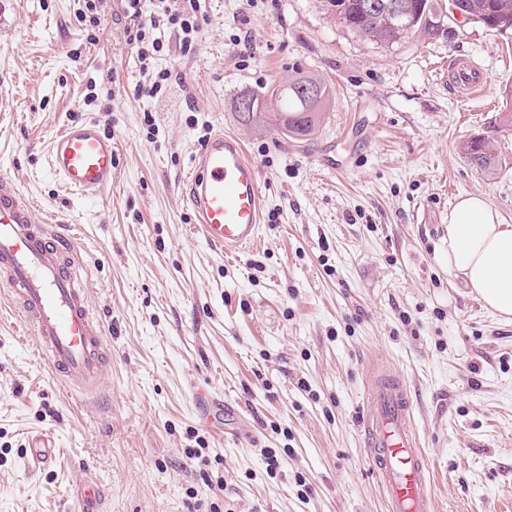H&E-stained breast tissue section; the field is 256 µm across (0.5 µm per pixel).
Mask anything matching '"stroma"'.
I'll return each instance as SVG.
<instances>
[{
	"instance_id": "stroma-1",
	"label": "stroma",
	"mask_w": 512,
	"mask_h": 512,
	"mask_svg": "<svg viewBox=\"0 0 512 512\" xmlns=\"http://www.w3.org/2000/svg\"><path fill=\"white\" fill-rule=\"evenodd\" d=\"M83 0H0V172L76 232L92 311L112 358L100 391L54 380L0 290V512H71L76 486L105 489L101 512H386L360 426L368 381L404 379L435 512H512V321L448 272V211L483 195L512 225V133L485 178L461 140L493 129L512 102V32L458 17L434 38L361 39L318 0H202L190 52L165 35L140 90L121 0L97 23ZM484 74L455 97L448 62ZM333 91L308 140L235 102L296 74ZM100 120L116 142L112 191L89 199L47 164L65 125ZM344 175L315 162L347 122ZM240 137L257 163L266 218L235 258L189 230L178 184L212 130ZM223 399L231 423L199 425ZM59 451L34 465L29 439ZM274 451L277 472L267 470Z\"/></svg>"
}]
</instances>
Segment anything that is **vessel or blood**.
Listing matches in <instances>:
<instances>
[{"mask_svg":"<svg viewBox=\"0 0 512 512\" xmlns=\"http://www.w3.org/2000/svg\"><path fill=\"white\" fill-rule=\"evenodd\" d=\"M482 81L479 69L449 62L451 91L473 95ZM49 165L71 190L104 198L112 190L115 143L100 121L72 122L52 138ZM179 191L191 230L211 249L228 255L258 243L264 205L260 169L238 136L218 129L197 145ZM58 221V215L40 211L12 176L0 173V286L54 377L91 394L104 375L105 331L75 271L77 244L56 231ZM364 438L388 512H432L433 477L419 449L410 396L390 370L371 377ZM103 495L98 483L83 482L75 512H100Z\"/></svg>","mask_w":512,"mask_h":512,"instance_id":"1","label":"vessel or blood"}]
</instances>
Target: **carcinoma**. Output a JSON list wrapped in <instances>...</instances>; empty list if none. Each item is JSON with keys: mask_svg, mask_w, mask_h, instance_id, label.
Here are the masks:
<instances>
[{"mask_svg": "<svg viewBox=\"0 0 512 512\" xmlns=\"http://www.w3.org/2000/svg\"><path fill=\"white\" fill-rule=\"evenodd\" d=\"M366 0H321L322 10L335 22L357 33L360 37L380 43H394L416 35L422 39L442 33L448 4L441 0H406L416 18L412 28L405 20L391 17L383 9L372 12L364 9ZM470 21L485 25L499 33L512 30V0H463ZM302 84L317 87L316 98L303 100L297 93ZM245 96L254 103V111L243 114V121L251 123L267 108L284 134L294 140H305L320 126L331 101V92L318 78L296 75L283 82L270 95L247 91ZM459 151L467 162L487 178L497 175L500 156L491 136L470 137L459 144Z\"/></svg>", "mask_w": 512, "mask_h": 512, "instance_id": "obj_1", "label": "carcinoma"}]
</instances>
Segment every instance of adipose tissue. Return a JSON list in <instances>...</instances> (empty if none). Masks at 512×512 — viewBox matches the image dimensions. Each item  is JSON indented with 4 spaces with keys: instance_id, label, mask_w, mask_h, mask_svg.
Segmentation results:
<instances>
[{
    "instance_id": "adipose-tissue-1",
    "label": "adipose tissue",
    "mask_w": 512,
    "mask_h": 512,
    "mask_svg": "<svg viewBox=\"0 0 512 512\" xmlns=\"http://www.w3.org/2000/svg\"><path fill=\"white\" fill-rule=\"evenodd\" d=\"M448 272L502 321L512 320V226L480 195L448 213Z\"/></svg>"
}]
</instances>
